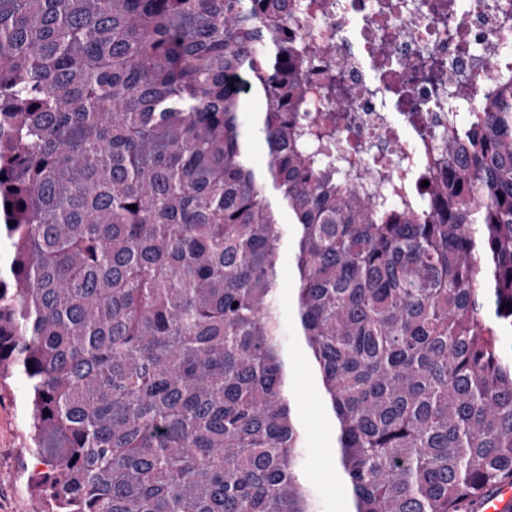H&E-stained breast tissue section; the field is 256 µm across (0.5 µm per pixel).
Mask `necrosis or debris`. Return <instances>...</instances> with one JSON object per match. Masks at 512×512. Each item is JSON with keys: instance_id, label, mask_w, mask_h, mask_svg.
I'll return each instance as SVG.
<instances>
[{"instance_id": "obj_1", "label": "necrosis or debris", "mask_w": 512, "mask_h": 512, "mask_svg": "<svg viewBox=\"0 0 512 512\" xmlns=\"http://www.w3.org/2000/svg\"><path fill=\"white\" fill-rule=\"evenodd\" d=\"M287 28L302 46L309 116L336 126V156L349 171L384 167L415 186L452 112L501 82L512 64V0H294ZM474 95L452 98L445 75ZM353 90L346 111L328 108L329 87Z\"/></svg>"}]
</instances>
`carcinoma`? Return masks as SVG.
<instances>
[{"label": "carcinoma", "mask_w": 512, "mask_h": 512, "mask_svg": "<svg viewBox=\"0 0 512 512\" xmlns=\"http://www.w3.org/2000/svg\"><path fill=\"white\" fill-rule=\"evenodd\" d=\"M288 2L0 0V398L23 378L35 512H316L285 259L349 512L512 485V80L448 113L430 205L389 207L299 122Z\"/></svg>", "instance_id": "cac0c4a2"}]
</instances>
